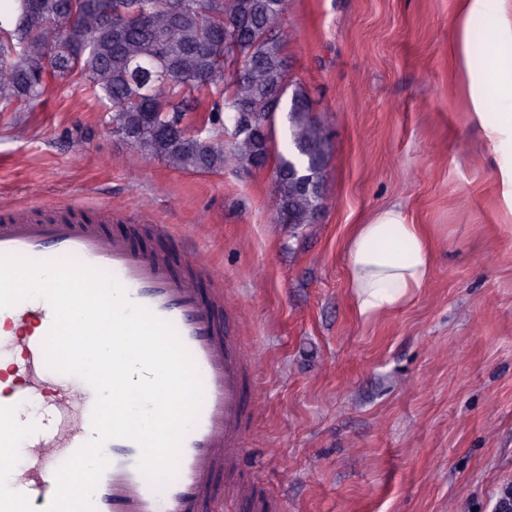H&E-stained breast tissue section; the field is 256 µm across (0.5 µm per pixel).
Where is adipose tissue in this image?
Returning a JSON list of instances; mask_svg holds the SVG:
<instances>
[{
	"label": "adipose tissue",
	"mask_w": 512,
	"mask_h": 512,
	"mask_svg": "<svg viewBox=\"0 0 512 512\" xmlns=\"http://www.w3.org/2000/svg\"><path fill=\"white\" fill-rule=\"evenodd\" d=\"M461 23L450 45L466 69L473 109L495 114L485 134L491 143L512 142V0H464ZM490 21V50L484 65L471 69L469 22ZM347 286L359 317L372 320L409 304L432 276V247L425 229L409 223L402 208L388 206L356 225L346 243Z\"/></svg>",
	"instance_id": "obj_1"
}]
</instances>
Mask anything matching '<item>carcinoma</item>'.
<instances>
[{
  "mask_svg": "<svg viewBox=\"0 0 512 512\" xmlns=\"http://www.w3.org/2000/svg\"><path fill=\"white\" fill-rule=\"evenodd\" d=\"M0 11V112L40 100L79 73L106 105L112 131L177 170L216 172L233 159L274 164L277 220L293 229L323 207L330 141L302 85L287 80L278 22L287 0H97L103 10L60 28L67 0H7ZM284 107L289 143L274 147ZM204 110L197 119L193 113Z\"/></svg>",
  "mask_w": 512,
  "mask_h": 512,
  "instance_id": "cac0c4a2",
  "label": "carcinoma"
}]
</instances>
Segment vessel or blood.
I'll return each mask as SVG.
<instances>
[{"label":"vessel or blood","instance_id":"1","mask_svg":"<svg viewBox=\"0 0 512 512\" xmlns=\"http://www.w3.org/2000/svg\"><path fill=\"white\" fill-rule=\"evenodd\" d=\"M6 255L71 259L111 274L132 302L173 326L197 367L202 402L182 440L174 480L160 489L151 487L137 470L139 445L110 440L105 445L109 465L93 495L96 512H222L219 489L226 481L236 495H250V485L235 479L254 412L247 397L249 358L218 275L199 268L192 255L174 262L167 250L138 245L132 234L108 233L92 221L44 222L19 213L0 218V256ZM204 278L211 283L205 291L199 287ZM52 321L50 305L40 298L0 309V352L15 349L25 355L23 363L12 367L19 386L0 400V448H22L38 461L36 469L24 470L13 466L11 458L0 459L5 472L0 512H17L23 497L34 512H46L57 489L56 469L93 435L92 388L46 364L42 342ZM46 380L80 394L72 424L61 423V401L46 404L39 421L28 420L25 409L41 396Z\"/></svg>","mask_w":512,"mask_h":512}]
</instances>
